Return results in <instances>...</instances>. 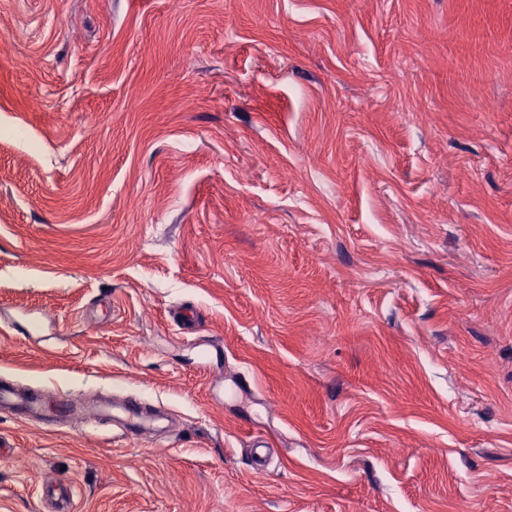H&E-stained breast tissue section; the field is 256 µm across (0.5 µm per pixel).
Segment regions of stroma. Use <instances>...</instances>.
I'll list each match as a JSON object with an SVG mask.
<instances>
[{
	"mask_svg": "<svg viewBox=\"0 0 512 512\" xmlns=\"http://www.w3.org/2000/svg\"><path fill=\"white\" fill-rule=\"evenodd\" d=\"M0 378V512H512V0H0ZM0 410L17 415V412L28 417L39 415L41 411L40 400L30 395H20L17 389L11 385L0 386Z\"/></svg>",
	"mask_w": 512,
	"mask_h": 512,
	"instance_id": "1",
	"label": "stroma"
}]
</instances>
